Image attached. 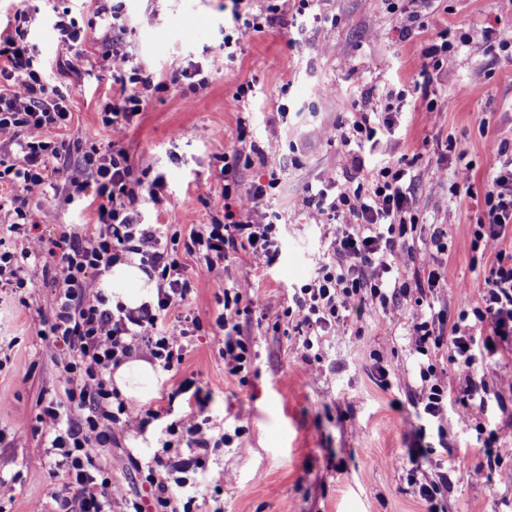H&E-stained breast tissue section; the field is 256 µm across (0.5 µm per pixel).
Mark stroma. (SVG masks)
Here are the masks:
<instances>
[{
    "instance_id": "35a3bbf8",
    "label": "stroma",
    "mask_w": 512,
    "mask_h": 512,
    "mask_svg": "<svg viewBox=\"0 0 512 512\" xmlns=\"http://www.w3.org/2000/svg\"><path fill=\"white\" fill-rule=\"evenodd\" d=\"M126 22L125 49L133 63L160 82L145 94L140 116L126 132L133 161L149 176L163 177L162 203L142 198L146 224H171L181 233L210 223L224 212V157L252 144L259 157L232 175L244 190L269 169L280 185L263 202L282 235V255L272 267H259L246 253L230 254L223 282L203 271L198 258L185 257L196 290L190 311L199 318L186 358L168 372L156 402L172 416L186 409L172 397L180 381H197L211 396L208 414L232 441L213 450L190 469L179 488L191 512H424L405 465L409 448L422 441L430 451L420 471L435 477L449 453L459 459L451 486L437 497L440 512H512V484L504 479L512 459L496 471L478 470L481 431L501 430L512 439V399L504 400L501 376L512 361L487 362L485 408L479 427H464L455 413L413 428L414 393L420 383L416 354L409 345L413 310L400 305L394 317L382 310L363 313L356 326L322 336L317 375L305 374L301 337L282 328L283 312L295 288L309 283L325 251L323 225L302 200L322 176L352 177L349 154L336 145V127L348 122L363 103V92L385 104L396 93L397 121L380 139L386 148L366 155L367 166L390 159H412L413 205L424 221L416 236L411 267L442 264L447 287L434 293L436 305L456 314L467 290L481 284L484 267L473 262L468 242L484 209L483 191L492 183L487 145L496 138L512 144V62L474 55L458 47L441 70L432 72L437 108L425 111L414 90L422 78L423 49L442 30L473 39H512V0H433L424 26L400 33L401 17L381 0H323L322 11L336 17L330 26L286 12L262 31L248 32L224 54V15L231 0H110ZM96 0H0V29L16 14H27L30 39L42 55L47 81L66 98L73 114L66 135L84 144L105 139L100 114L112 101V78L100 70L112 31ZM85 34L88 71L73 74L58 56L54 18L62 10ZM199 66L205 85H171L172 72ZM252 92L238 97L237 88ZM473 166L474 194H452L448 184L432 187L431 167L455 169L448 139ZM210 187L209 196L199 194ZM41 234L60 224H91L92 209L65 204L49 195L29 204ZM448 236L449 249L430 244L434 229ZM32 280L25 297L0 291V479L13 498L0 512H55L63 480L55 476L49 437L37 427L39 397L62 394V368L47 352L36 330L48 312L54 288L41 262H29ZM241 286L252 299L238 322L248 343L250 364L230 373L219 349L224 291ZM391 368L392 387L380 386L376 363ZM160 423L146 429L114 426L113 440L99 463L129 494L139 493L137 464L158 451ZM223 485H216V476Z\"/></svg>"
}]
</instances>
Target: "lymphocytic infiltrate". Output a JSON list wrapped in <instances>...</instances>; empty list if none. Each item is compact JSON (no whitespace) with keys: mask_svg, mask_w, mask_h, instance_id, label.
Listing matches in <instances>:
<instances>
[{"mask_svg":"<svg viewBox=\"0 0 512 512\" xmlns=\"http://www.w3.org/2000/svg\"><path fill=\"white\" fill-rule=\"evenodd\" d=\"M280 12L276 0H260L255 14L233 7L225 47H232L235 36L274 23ZM15 20L13 30L0 32V80L10 85L8 92H0V140L16 146L22 159L0 156V211L12 218L0 225V288L24 292L27 264L38 258L44 261L43 276L55 286L50 312L41 318L37 334L51 357L61 362L66 387L62 397L42 403L37 420L50 437L56 471L78 493L73 500L59 498V512H70L74 505L79 512H179L172 488L185 484L191 460L155 458L145 477L150 503L130 498L97 463L102 448L112 442L113 426L142 429L166 420L162 448L177 446L199 455L223 447L227 435L211 432L208 399L193 390L191 381L177 388L187 395L188 409L172 421L168 408H145L121 398L108 375L140 353L168 370L182 364L199 321L186 311L193 288L181 253L197 255L204 272L219 282L231 251L244 250L262 266L276 263L281 254L277 228L259 205L280 179L270 175L243 193L225 185L223 221L193 225L184 237L166 234L158 224L141 223L140 198L158 199L164 183L162 177L147 181L138 174L124 138L154 81L123 52L126 27L120 13L112 15V49L103 55L112 71V107L100 117L107 138L83 148L75 175L63 164L71 144L49 136L66 128L72 114L43 74L25 15L17 14ZM394 124V107L388 104L362 107L337 128L336 138L352 152L362 178L343 184L329 176L308 186L305 207L331 227L325 239L327 259L310 283L295 290L288 323L302 335L304 371L314 375V337L351 325L352 311L388 309L394 297L411 305V344L424 359L415 416L439 419L452 410L467 427L484 410V385L476 379L479 367L492 358L512 359V251L502 247L505 238H512V145L504 140L488 145L493 184L469 241L470 250L488 264V274L452 318L430 307L431 291L447 284L441 267L430 264L420 272L408 268L420 216L413 207L405 158L364 168L362 150L376 149L379 131ZM63 188L67 202L85 200L93 206L95 223L85 225L80 234H36L27 222L30 199ZM131 254L157 279L155 304L129 309L111 304L103 291L91 288L95 279ZM421 279L426 282L422 288L417 285ZM241 299V293H225L224 312L216 319L223 333L220 354L235 374L250 358L236 321ZM443 359L464 374V387L451 385L447 372L439 370Z\"/></svg>","mask_w":512,"mask_h":512,"instance_id":"lymphocytic-infiltrate-1","label":"lymphocytic infiltrate"}]
</instances>
